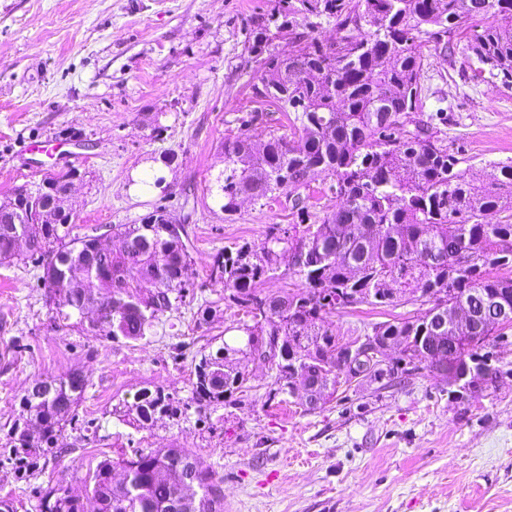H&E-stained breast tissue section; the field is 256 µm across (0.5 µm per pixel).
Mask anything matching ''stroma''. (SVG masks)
I'll return each mask as SVG.
<instances>
[{
	"label": "stroma",
	"instance_id": "stroma-1",
	"mask_svg": "<svg viewBox=\"0 0 512 512\" xmlns=\"http://www.w3.org/2000/svg\"><path fill=\"white\" fill-rule=\"evenodd\" d=\"M286 0H0V197L52 170L78 168L76 235L136 224L163 205L187 217L196 288L140 340H112L55 320L26 256L0 266V436L40 378L81 372L87 388L53 451L19 474L0 465V500L39 512L40 488L81 486L104 458L135 448L191 451L224 475V512H512V373L464 402L428 370L338 388L311 411L305 393L274 394V374L249 368L237 402L175 424L135 429L114 409L143 388L191 395L194 363L242 319L212 279L224 248L261 245L270 227L297 223L286 197L244 201L227 216L206 193L224 169L222 144L283 134L289 122L259 96L258 26ZM453 56L429 55L423 113L460 169L482 177L512 160V85L473 78L464 36ZM420 113V114H423ZM420 114L411 113V120ZM167 166H156L161 155ZM159 167L166 190L138 186ZM212 307L208 320L199 306ZM423 305H361L325 324L349 342L374 324L417 317Z\"/></svg>",
	"mask_w": 512,
	"mask_h": 512
}]
</instances>
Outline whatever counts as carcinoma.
Returning a JSON list of instances; mask_svg holds the SVG:
<instances>
[{
    "label": "carcinoma",
    "instance_id": "carcinoma-1",
    "mask_svg": "<svg viewBox=\"0 0 512 512\" xmlns=\"http://www.w3.org/2000/svg\"><path fill=\"white\" fill-rule=\"evenodd\" d=\"M288 6V18L271 32L266 26L253 35L252 49L261 56L263 95L278 108L294 112L292 135L272 134L256 140L242 133L224 142V178L217 179L221 209L238 212L239 193L254 191L253 200L275 192L308 186L324 173L333 178L329 190L336 209L316 224L270 229L256 247L249 243L218 253L211 275L224 282L228 298L245 310L251 322L229 328L233 335L214 350L200 354L194 365L188 401L160 388H143L124 404V415L138 429H148L167 417L180 420L197 408L230 404L244 392L252 346L268 336L282 337L284 358L270 364L276 393L281 381L298 378L301 386H318L326 403L336 393L342 358L336 336L324 326V315L360 305H392L398 300L439 307L451 300L474 316L472 332L454 323L437 332L428 314L410 320L377 323L372 331L391 341L402 340V363L418 370L440 363L462 377L448 388L463 399L467 371L491 364L489 337L500 342L512 321L501 320L512 310V222L501 214L512 211V161L491 164L475 181L455 169L458 160L435 139L432 117L414 128L407 115L423 111L419 77L430 46L452 54L446 34L476 18L493 16L495 25L475 30L467 49L484 71L512 84V0H298ZM300 12L336 20L344 32L325 45L295 32ZM296 45L286 55L263 56L282 33ZM78 169L47 174L37 184L39 195L20 186L5 196L0 209V265L18 256L14 231H26L28 257L38 261L57 317L64 321L86 308L95 310L96 334L114 340L145 338L158 316L178 307L194 284V261L184 223H171L167 208L158 206L138 224H114L117 250L100 237L71 235L75 210L52 208L66 194ZM303 253L293 268L297 289L266 295L258 284L273 276L290 251ZM98 265L100 293L92 295L65 261ZM154 286L149 294L142 285ZM53 393L42 397L41 389ZM87 388L79 374L35 382L21 399V413L5 434L18 463L33 448L54 447L57 436L75 417ZM126 479L113 482L114 468ZM224 476L202 468L184 448L133 450L114 461H100L84 484L97 512H182V499L192 496L200 512H224ZM40 512H80V495L57 483L41 489Z\"/></svg>",
    "mask_w": 512,
    "mask_h": 512
}]
</instances>
